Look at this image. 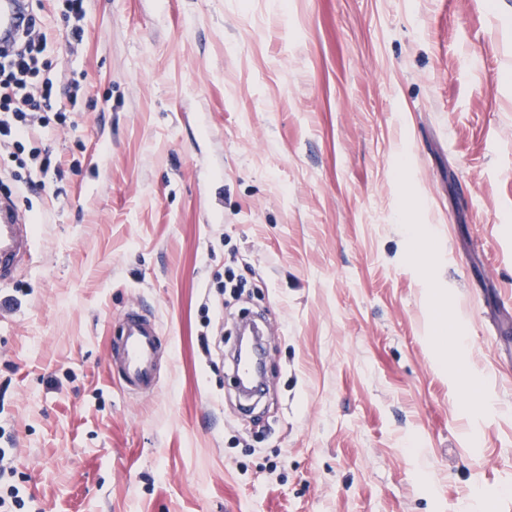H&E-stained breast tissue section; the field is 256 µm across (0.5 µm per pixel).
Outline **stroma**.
<instances>
[{
  "label": "stroma",
  "instance_id": "obj_1",
  "mask_svg": "<svg viewBox=\"0 0 512 512\" xmlns=\"http://www.w3.org/2000/svg\"><path fill=\"white\" fill-rule=\"evenodd\" d=\"M29 4L82 87L26 142L62 172L0 152L36 236L0 285L33 512H512V0H86L71 55L63 0ZM134 299L170 349L141 399L108 356ZM251 310L246 412L202 339Z\"/></svg>",
  "mask_w": 512,
  "mask_h": 512
}]
</instances>
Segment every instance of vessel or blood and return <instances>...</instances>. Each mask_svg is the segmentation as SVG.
Here are the masks:
<instances>
[{
    "instance_id": "1",
    "label": "vessel or blood",
    "mask_w": 512,
    "mask_h": 512,
    "mask_svg": "<svg viewBox=\"0 0 512 512\" xmlns=\"http://www.w3.org/2000/svg\"><path fill=\"white\" fill-rule=\"evenodd\" d=\"M21 0H0V36L12 37L20 23ZM34 244L32 226L25 214L10 201L0 202V282L11 281L19 260ZM120 329L110 351L125 390L133 395L154 391L158 379L156 363L163 351L160 321L130 306L119 320Z\"/></svg>"
}]
</instances>
